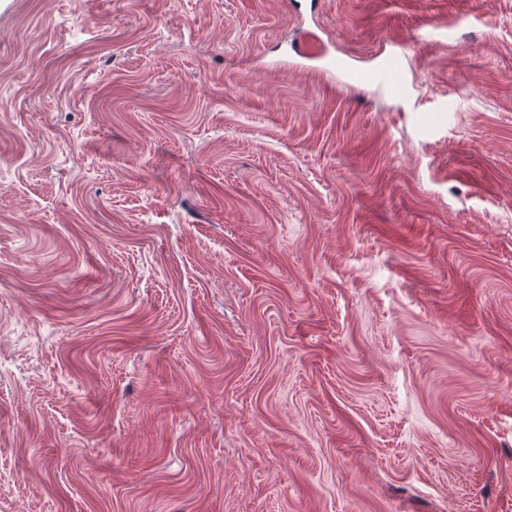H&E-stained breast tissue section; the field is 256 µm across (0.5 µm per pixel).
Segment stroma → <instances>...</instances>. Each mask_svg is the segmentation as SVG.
<instances>
[{
    "label": "stroma",
    "mask_w": 512,
    "mask_h": 512,
    "mask_svg": "<svg viewBox=\"0 0 512 512\" xmlns=\"http://www.w3.org/2000/svg\"><path fill=\"white\" fill-rule=\"evenodd\" d=\"M0 512H512V0H0Z\"/></svg>",
    "instance_id": "35a3bbf8"
}]
</instances>
